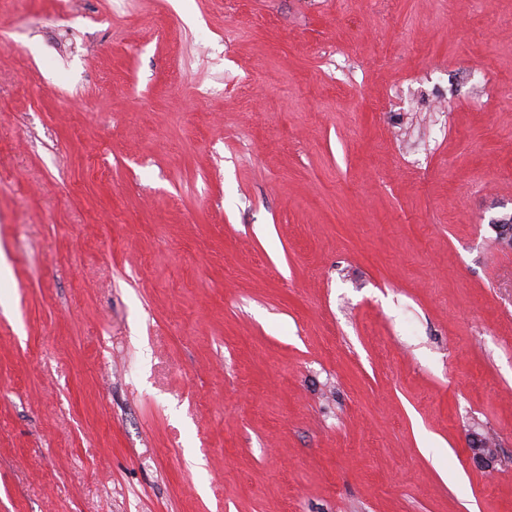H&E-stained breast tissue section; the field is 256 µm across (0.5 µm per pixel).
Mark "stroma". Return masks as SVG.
Segmentation results:
<instances>
[{
  "label": "stroma",
  "mask_w": 512,
  "mask_h": 512,
  "mask_svg": "<svg viewBox=\"0 0 512 512\" xmlns=\"http://www.w3.org/2000/svg\"><path fill=\"white\" fill-rule=\"evenodd\" d=\"M73 8L0 0V512H512V0Z\"/></svg>",
  "instance_id": "1"
}]
</instances>
